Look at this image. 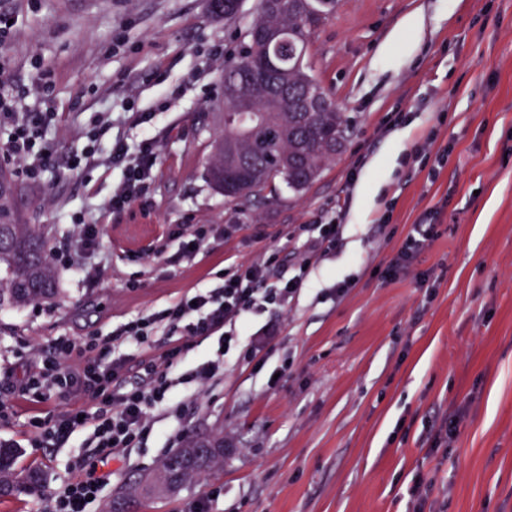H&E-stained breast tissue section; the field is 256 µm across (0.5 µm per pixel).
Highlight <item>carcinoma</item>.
<instances>
[{
    "label": "carcinoma",
    "instance_id": "obj_1",
    "mask_svg": "<svg viewBox=\"0 0 512 512\" xmlns=\"http://www.w3.org/2000/svg\"><path fill=\"white\" fill-rule=\"evenodd\" d=\"M336 0H280L278 14H267L265 0H256L255 16L244 29L239 49L228 55L220 77L222 97L247 96L252 129L242 125L224 126V134L211 143L205 176L224 200L236 207L275 190L282 182L289 189H307L336 161L332 144L347 140L349 121L335 104L324 112H301L293 102L271 109L266 89L277 85L279 72L269 68L272 50L251 39L255 28L269 27L288 36L283 64L288 69V88L301 92L309 77L307 58L314 29L327 19ZM235 152H224V140ZM6 184L0 190V225L6 241L0 243V308L22 307L58 297L57 273L48 248V227L27 222L14 175L0 169ZM219 440L190 435L159 466L126 482L107 505L105 512H129L142 501L170 492L168 483L176 478L184 486L197 475L224 459L215 447ZM19 450L0 446V498L19 489L39 491L45 475L38 470L16 468Z\"/></svg>",
    "mask_w": 512,
    "mask_h": 512
}]
</instances>
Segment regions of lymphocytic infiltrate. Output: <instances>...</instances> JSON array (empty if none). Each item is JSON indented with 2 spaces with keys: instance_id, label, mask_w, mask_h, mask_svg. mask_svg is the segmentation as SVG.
I'll use <instances>...</instances> for the list:
<instances>
[{
  "instance_id": "obj_1",
  "label": "lymphocytic infiltrate",
  "mask_w": 512,
  "mask_h": 512,
  "mask_svg": "<svg viewBox=\"0 0 512 512\" xmlns=\"http://www.w3.org/2000/svg\"><path fill=\"white\" fill-rule=\"evenodd\" d=\"M52 72L37 68L29 85H19L7 58L0 57V162L13 165L28 182L39 183L52 161L45 132L56 119L52 94ZM40 100L36 109L24 107L25 98ZM80 170L109 161L122 166L124 176L104 204L119 212L144 197L156 180L159 139L145 137L136 151L123 145L101 158L96 145H87L71 155ZM435 216L426 213L404 238L395 257L377 277L394 278L409 268L436 236ZM304 250L291 272H284L278 253L264 254L249 263H233L219 274L214 287L183 293L158 309H148L117 324L108 338L77 340L59 337L34 352L16 384L17 395L30 404V443L36 448L61 446L75 431L86 433L88 456L75 458L73 478L51 492L44 512H87L93 496L99 495L113 455L143 444L161 416L194 404L213 380L224 374L227 352L242 351L245 362H253L259 346L247 322L251 313L274 316L263 328L265 336L280 330L279 315L287 313L298 297L311 270L336 248L340 227L306 224ZM220 224H182L173 229L178 239L175 261L197 266L209 253L210 236H224ZM97 230L80 218L66 252L69 266L83 268L98 257ZM163 337L159 354H152L156 337ZM216 340L207 360L186 371L182 368L189 340ZM143 349L144 357L131 363L126 347ZM55 399L66 402L65 410L47 418L39 405ZM99 458L103 473L86 468L87 457Z\"/></svg>"
}]
</instances>
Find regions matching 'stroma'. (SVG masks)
Returning <instances> with one entry per match:
<instances>
[{
  "instance_id": "stroma-1",
  "label": "stroma",
  "mask_w": 512,
  "mask_h": 512,
  "mask_svg": "<svg viewBox=\"0 0 512 512\" xmlns=\"http://www.w3.org/2000/svg\"><path fill=\"white\" fill-rule=\"evenodd\" d=\"M254 6L242 0L227 20L207 0H0L17 18L0 54L19 80L30 82L38 58L56 72L57 165L27 185L29 219L51 225L62 252L73 217H91L106 257L81 273L58 268V298L0 309V400L24 342L107 336L214 287L224 260L295 250L285 231L338 216L341 241L283 315L264 365L229 356L198 406L162 417L112 460L87 512H103L124 482L169 456L181 430L220 435L223 464L135 512H191L204 499L210 512H512V0H336L308 63L351 121L346 150L308 190L278 184L238 217L203 175L206 145L224 131L222 67L208 53L233 46ZM409 16L417 30L403 28ZM136 112L151 122L136 123ZM149 133L160 140L155 185L121 212L102 211L122 168L73 171L67 157L91 141L132 150ZM429 210L438 234L418 261L391 281L374 277ZM179 224L229 232L199 266L162 258L141 277L144 249ZM135 278L140 287L127 288ZM457 409L455 437L433 447V418ZM27 416L18 402L0 419V441L46 485L0 498V512H43L44 493L71 479L83 451L81 432L60 448L30 447ZM418 476L431 491L416 510L408 488Z\"/></svg>"
}]
</instances>
